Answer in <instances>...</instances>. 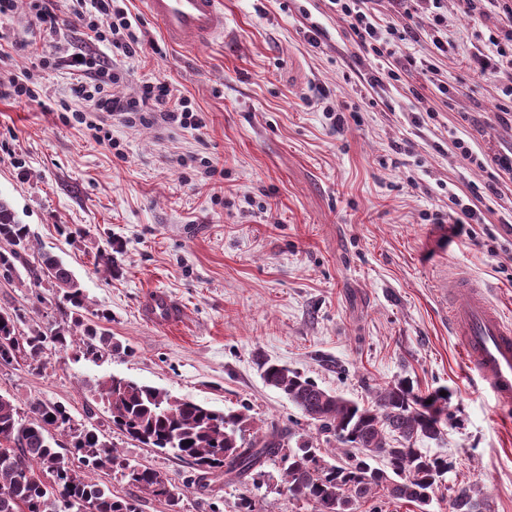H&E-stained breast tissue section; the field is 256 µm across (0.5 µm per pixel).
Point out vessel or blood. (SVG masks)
<instances>
[{"label": "vessel or blood", "mask_w": 512, "mask_h": 512, "mask_svg": "<svg viewBox=\"0 0 512 512\" xmlns=\"http://www.w3.org/2000/svg\"><path fill=\"white\" fill-rule=\"evenodd\" d=\"M147 14L172 44L208 42L224 30L222 0H143ZM448 327L457 336L469 369L479 378L500 415L512 414V318L492 301L486 284L453 276L443 288ZM150 318L175 323L180 312L170 296L153 291Z\"/></svg>", "instance_id": "obj_1"}]
</instances>
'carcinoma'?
Listing matches in <instances>:
<instances>
[{
	"mask_svg": "<svg viewBox=\"0 0 512 512\" xmlns=\"http://www.w3.org/2000/svg\"><path fill=\"white\" fill-rule=\"evenodd\" d=\"M30 249L27 225L0 198V277L10 281L15 261ZM39 265L51 287L74 308L72 322L21 329V314L0 312V365L24 362L42 370V355L52 344L76 347L87 355L118 349L100 325L104 312L86 320L87 297L74 274L57 256L40 254ZM266 384L283 392L316 435L289 446L292 432L276 425L255 428L249 406L214 410L168 391L126 377L98 383L112 425L148 448L165 449L189 461L197 471L178 486L154 469L125 457L104 440L97 426L76 422L67 408L35 401L27 409L0 394V512H139L138 499L112 493L97 478L113 471L130 486L176 505L181 488L201 491L221 477L242 481L262 475L271 462L280 466L288 496L313 512H358L375 498L406 501L428 512L452 463L415 447L419 440L438 441L448 426V398L440 391L418 395L404 383L374 392L360 404L327 391L309 377L274 362L262 364ZM68 430L70 446L56 448L52 429ZM334 442L338 458L325 459L320 440ZM451 512H484L485 503L471 488H458Z\"/></svg>",
	"mask_w": 512,
	"mask_h": 512,
	"instance_id": "carcinoma-1",
	"label": "carcinoma"
}]
</instances>
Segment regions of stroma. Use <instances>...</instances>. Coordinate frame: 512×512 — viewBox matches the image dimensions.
Here are the masks:
<instances>
[{"label": "stroma", "instance_id": "stroma-1", "mask_svg": "<svg viewBox=\"0 0 512 512\" xmlns=\"http://www.w3.org/2000/svg\"><path fill=\"white\" fill-rule=\"evenodd\" d=\"M223 3L224 32L211 42L120 62L127 94L166 80L192 99L204 127L113 123L118 156L85 126L62 121L74 74L39 66V54L66 50L78 34L48 42L30 0L0 17V39L32 44L34 55L13 65L37 90L27 101L0 102V197L31 240L12 281L0 279V312H21L30 326L71 321L40 272L38 257L49 252L74 272L90 309L108 312L104 327L121 346L99 359L50 348L40 371L0 366V394L23 407L62 404L125 455L182 484L191 465L116 429L99 381L141 380L215 409L245 403L259 426L295 433L313 427L263 381L264 361L354 401L401 380L422 394L444 387V436L419 447L454 467L429 512H450L461 486L480 492L486 512H512V418L497 414L467 369L437 293L461 271L490 284L512 316V242L495 230L498 213L470 237L447 222L450 195H468L496 171L490 160L481 169L463 162L452 139L512 145V130L495 117L492 78L464 63L484 45L489 20L442 0L461 57L432 82L419 66L427 39L404 41L388 62L363 60L328 0ZM313 23L322 34L311 44L304 33ZM391 69L400 81L388 79ZM329 107L344 114L343 127L331 125ZM428 108L433 118L415 124ZM206 161L214 176L205 175ZM114 245L120 271L111 276L95 255ZM153 290L177 302L175 327L144 317ZM244 494L254 512H313L274 486L237 481L216 482L208 495L185 488L176 512H235Z\"/></svg>", "mask_w": 512, "mask_h": 512}]
</instances>
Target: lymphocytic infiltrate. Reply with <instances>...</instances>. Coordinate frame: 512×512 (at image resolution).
<instances>
[{"mask_svg":"<svg viewBox=\"0 0 512 512\" xmlns=\"http://www.w3.org/2000/svg\"><path fill=\"white\" fill-rule=\"evenodd\" d=\"M58 0H31L30 8L46 37L57 39L62 27L80 29L88 41L104 46V53L77 48L70 54L41 57L42 68H68L77 74L71 95L75 106L71 118L75 123L94 130L99 143L112 142L111 125H156L199 129L201 120L189 98L174 94L170 84L157 80L144 83L138 95L125 93V75L112 64L111 52L133 58L144 51L145 39L138 22L131 19L124 0H76L71 19H61ZM347 22L351 35L361 49L376 58H391L399 42L413 36L418 21H425L431 41L429 61L422 69L427 76L437 73L435 63L454 57L458 50L448 35L445 18L436 13L439 0H391L397 21L390 25L377 22L368 8L369 0H329ZM465 11L495 22L496 33L490 36L489 51L470 54L473 74L512 83V0H461ZM493 161L498 175L473 191L472 203L460 206L452 222L457 228L481 224L486 220L482 201L501 198L505 181L512 180V147L496 153Z\"/></svg>","mask_w":512,"mask_h":512,"instance_id":"lymphocytic-infiltrate-1","label":"lymphocytic infiltrate"}]
</instances>
